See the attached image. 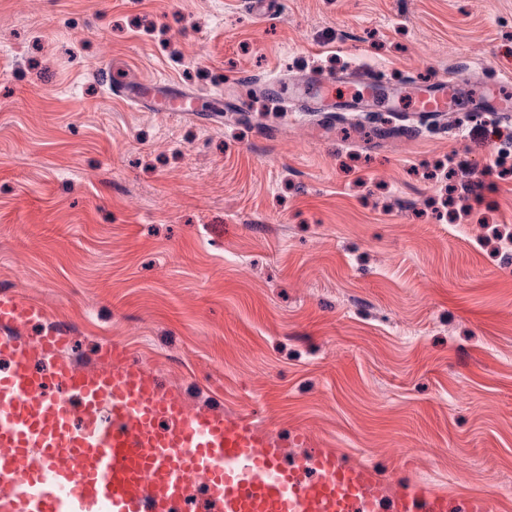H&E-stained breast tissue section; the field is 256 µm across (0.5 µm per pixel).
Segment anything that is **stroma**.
<instances>
[{"label": "stroma", "instance_id": "1", "mask_svg": "<svg viewBox=\"0 0 512 512\" xmlns=\"http://www.w3.org/2000/svg\"><path fill=\"white\" fill-rule=\"evenodd\" d=\"M248 109L114 101L104 67ZM375 73L377 104L512 77V0H0V288L121 340L189 408L246 412L298 457L512 512V116L315 112L251 80ZM469 196L448 223L445 185ZM304 430L307 443L295 442Z\"/></svg>", "mask_w": 512, "mask_h": 512}]
</instances>
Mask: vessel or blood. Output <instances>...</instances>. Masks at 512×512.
<instances>
[{
	"instance_id": "vessel-or-blood-1",
	"label": "vessel or blood",
	"mask_w": 512,
	"mask_h": 512,
	"mask_svg": "<svg viewBox=\"0 0 512 512\" xmlns=\"http://www.w3.org/2000/svg\"><path fill=\"white\" fill-rule=\"evenodd\" d=\"M115 98L193 112L166 83H114ZM456 83L415 85L416 109L440 117ZM70 330L46 306L0 291V512H495L482 492L385 480L334 448L295 461L244 413L189 411L179 390L119 342L94 362L68 353Z\"/></svg>"
}]
</instances>
